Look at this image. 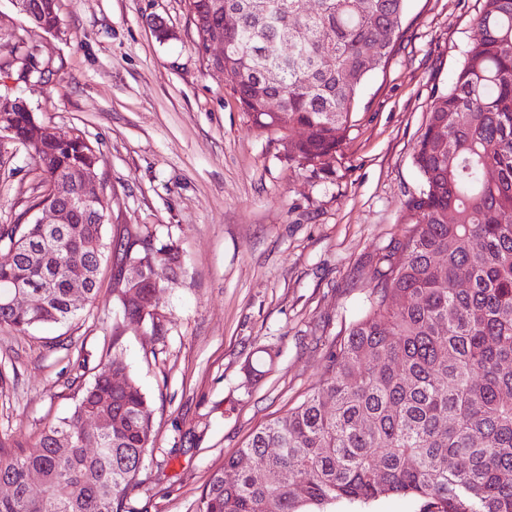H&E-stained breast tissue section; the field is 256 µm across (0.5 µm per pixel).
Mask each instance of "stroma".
Returning <instances> with one entry per match:
<instances>
[{
  "label": "stroma",
  "mask_w": 512,
  "mask_h": 512,
  "mask_svg": "<svg viewBox=\"0 0 512 512\" xmlns=\"http://www.w3.org/2000/svg\"><path fill=\"white\" fill-rule=\"evenodd\" d=\"M483 0H407L395 50L360 91L354 125L328 170L289 162L259 133L194 48L184 0H62L61 29L34 28L0 0V95L24 98L58 134L85 131L102 162L107 234L138 224L176 241L163 329L130 326L100 294L76 319L19 334L0 327V443L31 446L69 415L107 350L153 409L156 441L131 512H196L211 474L246 438L318 383L330 344L365 309L377 258L401 238L420 130L477 33ZM169 31L158 38L156 24ZM53 71L18 81L27 55ZM42 188L19 144L0 145V224ZM275 354L264 376L244 365ZM425 499L339 500L326 512H424Z\"/></svg>",
  "instance_id": "stroma-1"
}]
</instances>
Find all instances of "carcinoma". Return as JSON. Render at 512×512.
I'll list each match as a JSON object with an SVG mask.
<instances>
[{
    "instance_id": "1",
    "label": "carcinoma",
    "mask_w": 512,
    "mask_h": 512,
    "mask_svg": "<svg viewBox=\"0 0 512 512\" xmlns=\"http://www.w3.org/2000/svg\"><path fill=\"white\" fill-rule=\"evenodd\" d=\"M29 2L36 28L60 21L59 0ZM185 2L201 56L211 28L200 29L198 16L217 27L224 11L236 15L224 30L236 99L258 131L279 135L288 161L312 170L346 138L369 76L362 60L388 61L400 33L389 18H403L406 7V0H323L307 14L301 0ZM477 27L421 128L414 164L422 189L406 203L408 216L421 219L378 257L367 308L334 340L318 386L225 459L198 512H302L389 494L422 497L427 512H512V0H483ZM285 41L294 44L288 55L279 50ZM270 70L276 85L261 79ZM51 76L33 55L18 73L37 85ZM30 122L28 112L11 113L13 138H24ZM31 153L41 183L60 180L71 197L43 193L29 206L60 208L63 224L0 225V247L16 249L13 263L0 265V295L14 282L43 294L41 306L25 312L0 298V326L26 333L75 318L70 282H85L95 301L111 255L112 300L123 321L162 331L157 303L144 297L168 287L158 269L178 261V246L156 245L137 224L106 237L107 204L80 198L101 163L85 134ZM86 243L95 254L70 265L67 252ZM128 264L144 266L140 283L124 278ZM461 278L464 289L455 287ZM111 375L125 387L112 390ZM91 417L106 426L89 428ZM64 435L69 446L60 454ZM154 439L150 401L114 354L69 416L32 447H0V478L13 486L0 512H127ZM244 459L252 466H241ZM265 471L279 479L265 480Z\"/></svg>"
}]
</instances>
